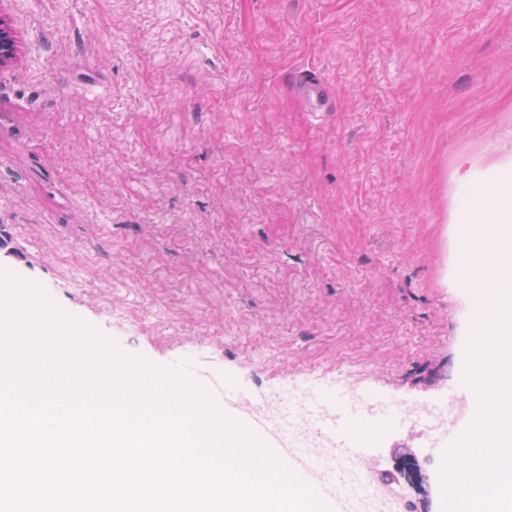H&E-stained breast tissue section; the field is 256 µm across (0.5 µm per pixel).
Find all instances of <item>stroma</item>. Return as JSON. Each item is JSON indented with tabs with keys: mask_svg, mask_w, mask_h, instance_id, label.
<instances>
[{
	"mask_svg": "<svg viewBox=\"0 0 512 512\" xmlns=\"http://www.w3.org/2000/svg\"><path fill=\"white\" fill-rule=\"evenodd\" d=\"M0 269L125 354L258 409L428 407L480 326L446 287L467 169L512 151V0H0ZM326 87L308 100L304 81ZM447 434L366 450L443 512ZM427 481L397 478L401 449ZM16 40L10 25L0 17V67L16 56Z\"/></svg>",
	"mask_w": 512,
	"mask_h": 512,
	"instance_id": "1",
	"label": "stroma"
}]
</instances>
